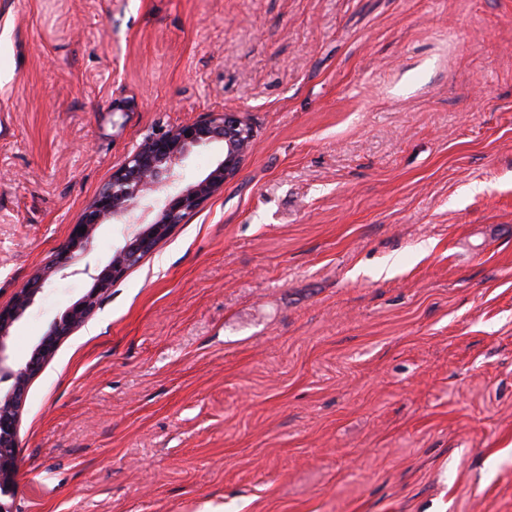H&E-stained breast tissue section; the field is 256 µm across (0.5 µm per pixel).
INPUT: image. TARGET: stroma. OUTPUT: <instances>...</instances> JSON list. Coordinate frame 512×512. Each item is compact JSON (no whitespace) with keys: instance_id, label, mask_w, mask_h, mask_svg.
Returning <instances> with one entry per match:
<instances>
[{"instance_id":"obj_1","label":"stroma","mask_w":512,"mask_h":512,"mask_svg":"<svg viewBox=\"0 0 512 512\" xmlns=\"http://www.w3.org/2000/svg\"><path fill=\"white\" fill-rule=\"evenodd\" d=\"M224 111L238 174L31 381L18 512H512V0H0V306ZM134 230L44 283L17 361Z\"/></svg>"}]
</instances>
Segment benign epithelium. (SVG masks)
<instances>
[{"label": "benign epithelium", "mask_w": 512, "mask_h": 512, "mask_svg": "<svg viewBox=\"0 0 512 512\" xmlns=\"http://www.w3.org/2000/svg\"><path fill=\"white\" fill-rule=\"evenodd\" d=\"M253 137L251 127L238 113L224 112L179 126L166 135L148 138L115 170L112 180L99 191L89 209L70 226L68 241L57 250L54 258L17 291L9 305L0 307V382H11L9 390L0 393V498L14 495L17 489L15 460L19 415L29 382L55 354L60 341L88 321L112 283L138 265L177 225L236 176ZM216 140L224 142V159L203 180L168 197L152 223L134 232L123 246L113 251L109 264L93 276L92 288L61 318L52 322L29 359L15 361L9 353L10 330L33 304L43 283L51 275L63 274L74 265L76 252L87 248L101 224L129 216L138 204L139 192L147 187L157 190L173 180V166L192 147Z\"/></svg>", "instance_id": "1"}]
</instances>
